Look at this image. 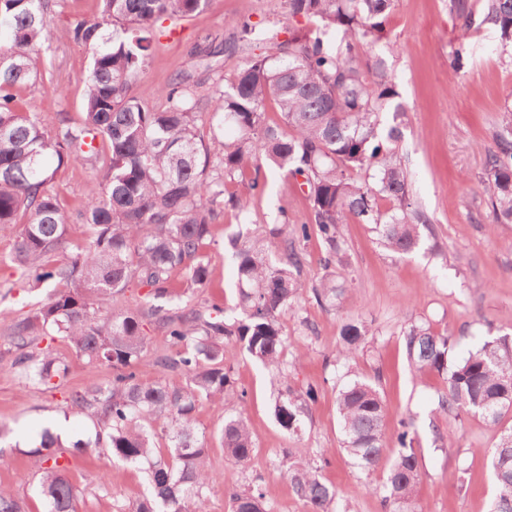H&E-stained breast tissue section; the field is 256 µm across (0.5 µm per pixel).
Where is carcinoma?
Returning <instances> with one entry per match:
<instances>
[{"label":"carcinoma","instance_id":"cac0c4a2","mask_svg":"<svg viewBox=\"0 0 512 512\" xmlns=\"http://www.w3.org/2000/svg\"><path fill=\"white\" fill-rule=\"evenodd\" d=\"M98 2L97 14L77 18L64 33L91 52L80 118L62 112L49 127L20 97L23 87L47 76L49 0H0V226L22 225L14 246L22 275L56 282L47 301L11 327V369L25 387L65 379L67 362L38 347L40 337L53 333L91 367H111L109 385L90 376L71 393L68 406L106 431L97 443L113 458L147 466L151 492L132 512H201L209 477L207 448L193 418L197 403L205 399L224 409L221 441L228 458L245 465L255 450L230 389L227 345L275 371L274 413L281 427L300 429L316 400L314 387L299 392L288 384L287 339L279 323L281 314L296 311L305 291L297 276L298 246L313 233L320 239L323 275L312 293L317 304L334 308L345 292L336 284V266L345 263L346 224H368L384 247L407 254L420 248L422 229L431 223L413 199L394 147L403 113L394 111L395 124L380 129V114L397 95L386 61L365 56V47L385 34L396 0H288V15L314 20L316 31L237 65L227 84L208 95L185 74L138 95L129 84L146 63L158 23L197 16L209 0ZM450 10L463 21L451 52L458 69L467 54L473 10L469 0H451ZM479 21L512 37V0H481ZM332 27L342 38L328 45L321 31ZM155 96L165 100L159 110L146 102ZM270 100L281 112L280 126L265 123ZM204 103L237 131L219 155L197 134ZM493 140L482 176L490 193L489 217L493 224H512L511 106L500 112ZM261 156L307 188L308 220L293 225L283 211L280 223L238 249L241 317L181 301L175 273H186L189 289L209 282L203 251L212 241V226L224 206H248L242 197L224 196L226 186ZM79 165L98 180L75 217L87 226L88 241L71 254L67 220L52 186L61 168ZM132 282L148 288L149 302L102 315V303ZM146 320L164 340L153 365L185 375L186 385L138 381ZM369 334L361 320L343 322L337 360L350 366ZM404 342L414 372L443 378L437 412L446 420L465 412L497 425L512 412L511 338L486 340L456 361L449 359V337L428 323L412 324ZM338 413L342 447L359 469L376 471L386 452V406L379 389L369 380L350 379L339 392ZM157 420L163 421L167 457L155 454L149 427ZM395 440L399 452L386 473L384 503L390 512H420L422 473L412 420L401 422ZM27 454L40 472L47 512H75L77 490L60 463L59 437L45 431ZM490 464L496 486L490 512H512V427L501 432ZM285 474L310 512H338L336 489L311 464L309 449L288 455ZM229 498L231 512H271L268 491L259 485L234 488ZM0 512H25L24 500L1 488Z\"/></svg>","mask_w":512,"mask_h":512}]
</instances>
